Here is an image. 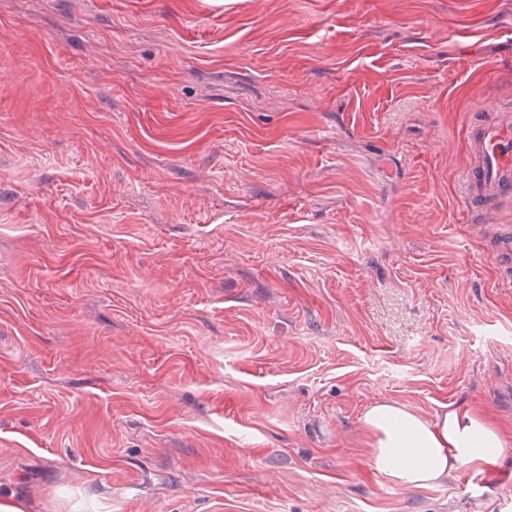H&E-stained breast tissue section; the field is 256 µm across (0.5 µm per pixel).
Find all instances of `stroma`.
I'll list each match as a JSON object with an SVG mask.
<instances>
[{
  "mask_svg": "<svg viewBox=\"0 0 512 512\" xmlns=\"http://www.w3.org/2000/svg\"><path fill=\"white\" fill-rule=\"evenodd\" d=\"M512 0H0V504L512 512L372 402L512 427V283L458 194ZM360 421L375 469L403 488L441 484L461 466L497 459L512 447V430L472 408L451 409L431 421L404 403L382 400Z\"/></svg>",
  "mask_w": 512,
  "mask_h": 512,
  "instance_id": "stroma-1",
  "label": "stroma"
}]
</instances>
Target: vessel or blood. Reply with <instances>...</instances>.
Segmentation results:
<instances>
[{"label":"vessel or blood","instance_id":"obj_1","mask_svg":"<svg viewBox=\"0 0 512 512\" xmlns=\"http://www.w3.org/2000/svg\"><path fill=\"white\" fill-rule=\"evenodd\" d=\"M459 193L471 222L482 224L512 202V114L490 112L475 119L466 135V163ZM494 256L502 279L512 278V228H503Z\"/></svg>","mask_w":512,"mask_h":512}]
</instances>
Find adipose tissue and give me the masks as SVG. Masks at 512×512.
I'll return each instance as SVG.
<instances>
[{"label":"adipose tissue","mask_w":512,"mask_h":512,"mask_svg":"<svg viewBox=\"0 0 512 512\" xmlns=\"http://www.w3.org/2000/svg\"><path fill=\"white\" fill-rule=\"evenodd\" d=\"M361 425L376 470L403 488L441 484L461 466L496 459L512 447V430L472 408L432 421L406 404L382 400L365 410Z\"/></svg>","instance_id":"adipose-tissue-1"}]
</instances>
